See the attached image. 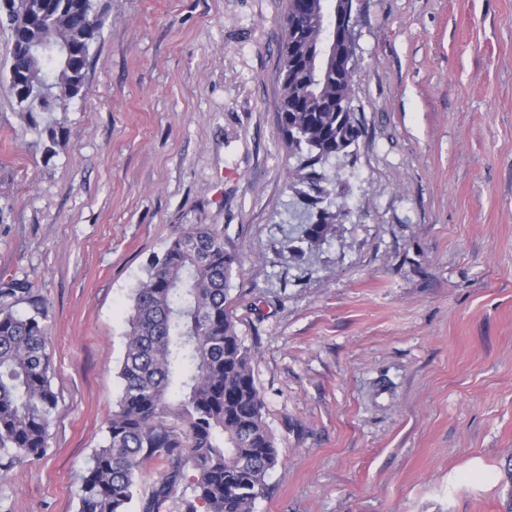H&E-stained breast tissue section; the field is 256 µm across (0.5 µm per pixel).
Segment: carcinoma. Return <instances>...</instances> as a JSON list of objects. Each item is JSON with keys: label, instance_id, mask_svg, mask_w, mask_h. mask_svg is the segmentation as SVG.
Wrapping results in <instances>:
<instances>
[{"label": "carcinoma", "instance_id": "obj_1", "mask_svg": "<svg viewBox=\"0 0 512 512\" xmlns=\"http://www.w3.org/2000/svg\"><path fill=\"white\" fill-rule=\"evenodd\" d=\"M20 0L5 14L13 37L9 69L36 80L21 112L62 110L83 88L90 48L103 26L94 0ZM336 0H288L280 58L277 114L288 155L297 159L291 179L311 211L298 216L306 239L325 241L348 211L323 203L336 186L316 170L346 157L362 130L353 107L352 75L324 79L311 74L315 55H325L336 36L311 21L313 5L333 11ZM237 256L224 247L213 224L178 233L162 255L153 256L145 279L133 289L125 352L117 377L120 393L107 420L103 445L80 477V512H163L179 480L192 473L183 512H254L278 460L264 419V399L255 383L258 351L238 333L228 282ZM41 311L0 309V478L48 451L56 406L51 361ZM165 470L140 496L139 479L155 462Z\"/></svg>", "mask_w": 512, "mask_h": 512}]
</instances>
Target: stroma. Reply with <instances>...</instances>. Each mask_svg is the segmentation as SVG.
<instances>
[{
	"label": "stroma",
	"mask_w": 512,
	"mask_h": 512,
	"mask_svg": "<svg viewBox=\"0 0 512 512\" xmlns=\"http://www.w3.org/2000/svg\"><path fill=\"white\" fill-rule=\"evenodd\" d=\"M81 93L0 83V307L42 308L50 449L0 512H79L129 297L213 224L279 461L255 512H512V0H353L349 211L309 246L276 104L287 0H97ZM62 128L44 152L46 122Z\"/></svg>",
	"instance_id": "obj_1"
}]
</instances>
